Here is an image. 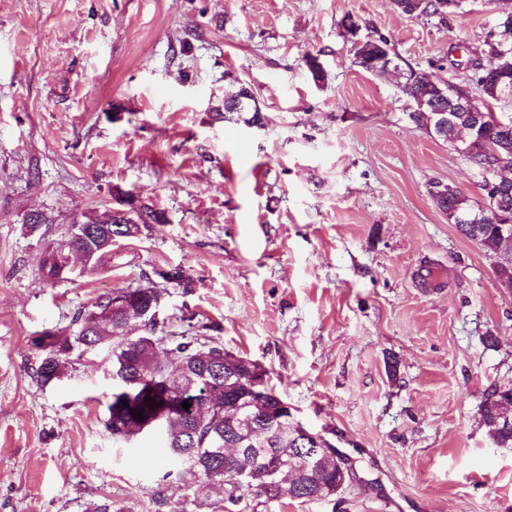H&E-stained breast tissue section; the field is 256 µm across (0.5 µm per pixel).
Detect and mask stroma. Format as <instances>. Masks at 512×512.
<instances>
[{"label": "stroma", "instance_id": "35a3bbf8", "mask_svg": "<svg viewBox=\"0 0 512 512\" xmlns=\"http://www.w3.org/2000/svg\"><path fill=\"white\" fill-rule=\"evenodd\" d=\"M504 0L452 14L390 0H0V512H156L191 498L159 436L106 431L108 349L33 375L34 341L105 292L178 268L159 331L207 335L267 370L305 427L347 458L337 496L254 512H512V448L480 406L512 387V292L433 183L484 178L416 125L395 78L358 66L385 36L402 67L468 88ZM326 73L315 81L303 57ZM246 87L259 113L228 112ZM163 209L114 267L50 284L48 242L115 190ZM51 220L29 233L30 211Z\"/></svg>", "mask_w": 512, "mask_h": 512}]
</instances>
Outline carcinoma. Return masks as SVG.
<instances>
[{"instance_id": "obj_1", "label": "carcinoma", "mask_w": 512, "mask_h": 512, "mask_svg": "<svg viewBox=\"0 0 512 512\" xmlns=\"http://www.w3.org/2000/svg\"><path fill=\"white\" fill-rule=\"evenodd\" d=\"M512 26V13L504 14L485 40L486 52L496 50L503 33ZM489 121L471 128L467 137L470 162L486 172L492 167L512 165V149L498 147L503 135L512 138V113L487 107ZM438 207L448 213L470 212L472 200L462 191L444 198ZM142 224L95 225L84 238L65 235L57 245L43 252L39 273L51 283L65 281L74 273L70 256L79 251L88 256V271L112 267L121 255L112 237L137 239L142 228L166 222L165 212L144 205ZM467 238L498 255L496 274L501 285L512 287V249H507L499 228L481 221L459 224ZM189 288L192 282L181 272L156 282L151 277L136 287L116 288L98 297L87 311H79L73 323L77 329H50L35 339L45 352L36 376L43 384L61 378L74 348L83 352L107 347L112 352V395L105 429L112 438L129 441L153 431L164 434L166 454L176 464L200 478L190 504L199 507V495L213 486L224 492V512H236L251 499L273 503L286 494L292 499L314 502L327 499L343 489L349 472L341 471L331 447L317 434L299 440L287 422H278L283 398L261 381L249 388L257 368L247 358L236 356L214 338L156 335L157 321H140L139 333L129 330L131 320L141 311L160 309L166 285ZM191 404L189 409L183 403ZM141 411L140 421L131 410ZM481 421L500 448H512V395L494 389L480 407ZM276 459L286 463L277 478L270 465ZM245 473L242 483L232 474Z\"/></svg>"}]
</instances>
